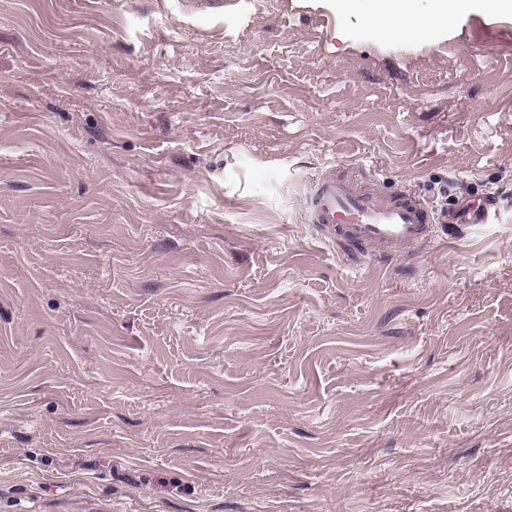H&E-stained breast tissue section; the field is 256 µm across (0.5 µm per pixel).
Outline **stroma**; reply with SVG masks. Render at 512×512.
Segmentation results:
<instances>
[{
  "label": "stroma",
  "instance_id": "1",
  "mask_svg": "<svg viewBox=\"0 0 512 512\" xmlns=\"http://www.w3.org/2000/svg\"><path fill=\"white\" fill-rule=\"evenodd\" d=\"M0 0V512H512V13ZM490 224L355 268L329 167ZM340 7L353 11L361 7L364 24L381 37L420 40L448 24L473 0H430L423 12L415 9L413 0H341Z\"/></svg>",
  "mask_w": 512,
  "mask_h": 512
}]
</instances>
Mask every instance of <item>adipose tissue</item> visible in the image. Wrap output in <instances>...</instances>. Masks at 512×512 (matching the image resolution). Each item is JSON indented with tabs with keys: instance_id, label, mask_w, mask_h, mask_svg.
<instances>
[{
	"instance_id": "1",
	"label": "adipose tissue",
	"mask_w": 512,
	"mask_h": 512,
	"mask_svg": "<svg viewBox=\"0 0 512 512\" xmlns=\"http://www.w3.org/2000/svg\"><path fill=\"white\" fill-rule=\"evenodd\" d=\"M472 0H431L425 11H417L414 0H343L346 11L360 10L365 25L385 38L420 40L448 24Z\"/></svg>"
}]
</instances>
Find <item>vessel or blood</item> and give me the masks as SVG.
I'll use <instances>...</instances> for the list:
<instances>
[{
    "instance_id": "b4317fda",
    "label": "vessel or blood",
    "mask_w": 512,
    "mask_h": 512,
    "mask_svg": "<svg viewBox=\"0 0 512 512\" xmlns=\"http://www.w3.org/2000/svg\"><path fill=\"white\" fill-rule=\"evenodd\" d=\"M306 212L318 238L362 266L415 254L443 224L492 223L498 203L490 194L463 195L438 212L413 191L387 193L332 169L313 179Z\"/></svg>"
}]
</instances>
